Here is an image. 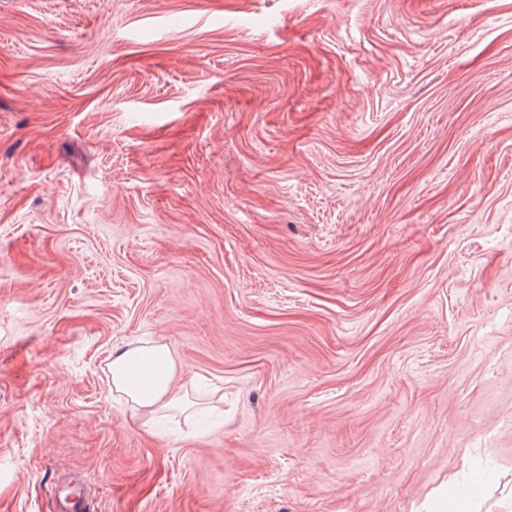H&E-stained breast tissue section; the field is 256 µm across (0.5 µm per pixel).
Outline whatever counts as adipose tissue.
<instances>
[{"instance_id": "1", "label": "adipose tissue", "mask_w": 512, "mask_h": 512, "mask_svg": "<svg viewBox=\"0 0 512 512\" xmlns=\"http://www.w3.org/2000/svg\"><path fill=\"white\" fill-rule=\"evenodd\" d=\"M112 387L143 423L180 401L176 366L166 344L140 339L116 349L109 363Z\"/></svg>"}]
</instances>
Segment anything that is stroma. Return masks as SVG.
Listing matches in <instances>:
<instances>
[{"label":"stroma","mask_w":512,"mask_h":512,"mask_svg":"<svg viewBox=\"0 0 512 512\" xmlns=\"http://www.w3.org/2000/svg\"><path fill=\"white\" fill-rule=\"evenodd\" d=\"M192 410L142 425L114 348ZM512 512V0H0V512ZM108 366L114 391L144 426L181 400L174 358L164 343L148 339L128 343L112 351Z\"/></svg>","instance_id":"stroma-1"}]
</instances>
